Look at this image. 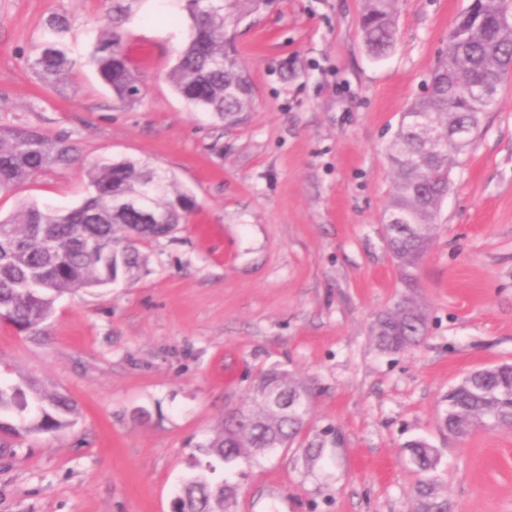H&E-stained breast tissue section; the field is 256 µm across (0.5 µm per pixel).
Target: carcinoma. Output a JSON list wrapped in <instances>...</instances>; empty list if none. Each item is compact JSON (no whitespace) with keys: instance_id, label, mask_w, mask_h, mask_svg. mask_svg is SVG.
Wrapping results in <instances>:
<instances>
[{"instance_id":"cac0c4a2","label":"carcinoma","mask_w":512,"mask_h":512,"mask_svg":"<svg viewBox=\"0 0 512 512\" xmlns=\"http://www.w3.org/2000/svg\"><path fill=\"white\" fill-rule=\"evenodd\" d=\"M116 0L112 19L100 30L90 54L101 81L117 99L133 104L141 99L136 76L126 69L117 50V29L131 9ZM269 0H183L190 23V38L180 50L168 79L186 101L224 119L247 111L253 87L240 66L238 52L227 30L239 19L268 4ZM397 0H364L362 34L369 53L380 56L395 41ZM224 15L216 24L211 14ZM46 27L51 38L38 49L33 65L39 73L57 80L72 66L64 34L69 21L51 16ZM512 66V27L488 24L478 28L458 20L448 37V50L431 75L430 92L415 101L408 112H425L432 131L414 126L408 116L393 133L388 152L397 174L389 214L402 215L406 224L386 225V242L397 263L401 280L411 288L416 270L434 235L440 207L450 189L455 154L468 146L483 109L461 99L448 98V86L471 88L487 79H504ZM79 155L77 145L51 137L36 127L0 126V194L10 193L48 172L64 170ZM87 195L82 203L59 211L23 203L0 218V318L16 332L44 335L56 299L64 293L107 287L121 277H132L144 264L143 245L158 239L161 230L140 223L137 216L117 211L114 201L141 193L146 208L160 215V223L176 230L194 209L193 198L174 189L166 173L146 163L130 160L98 162L88 168ZM57 242L44 249L42 234ZM95 239L112 243L110 254L89 250ZM381 327L373 332L378 348L399 352L420 342L427 330L422 304L411 295L378 315ZM301 385L277 368L260 374L253 385L246 413L230 412L205 448L207 456L223 464L255 456L262 448H288L301 434L304 416L280 413L256 398L260 390L282 395ZM37 413L28 417L27 395L18 385H0V415L14 414L16 435L60 434L73 424V401L57 393H37ZM441 426L451 434L473 419L493 426L512 422V364L476 369L448 390ZM409 455L422 474L434 472L438 456L423 440L408 443ZM237 497L236 486L215 482L206 475L187 480L179 495V512H224V504ZM414 512H448V501L434 480L422 479L416 489Z\"/></svg>"}]
</instances>
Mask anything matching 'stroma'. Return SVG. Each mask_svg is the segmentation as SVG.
<instances>
[{
	"label": "stroma",
	"instance_id": "1",
	"mask_svg": "<svg viewBox=\"0 0 512 512\" xmlns=\"http://www.w3.org/2000/svg\"><path fill=\"white\" fill-rule=\"evenodd\" d=\"M469 3L399 0L394 46L376 58L364 0H271L236 29L251 107L222 120L167 79L183 11L134 0L120 49L143 94L125 105L89 62L112 0H0V125L82 149L0 195V214L78 205L99 160L148 162L196 203L144 246L135 278L59 297L46 340L0 324V383L32 381L78 408L59 436L0 433V512H173L214 430L273 366L308 385L306 426L291 447L216 471L237 488L236 512H411L413 440L440 456L448 512H512V429L459 438L438 424L451 386L512 363V76L450 173L417 271L426 335L397 353L372 337L405 292L385 241L388 145ZM54 13L70 21L75 61L57 82L32 65ZM141 43L151 66L133 59ZM310 441L323 444L311 466Z\"/></svg>",
	"mask_w": 512,
	"mask_h": 512
}]
</instances>
